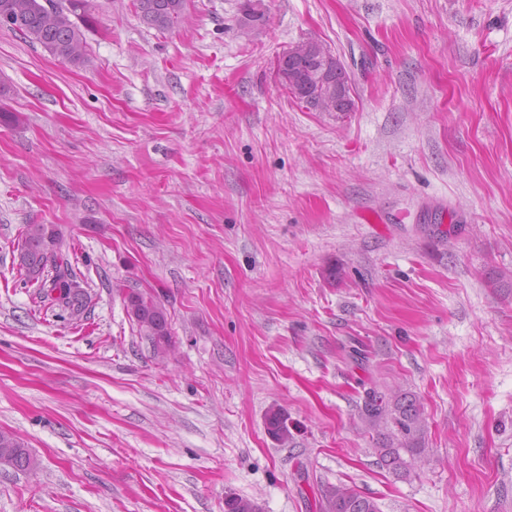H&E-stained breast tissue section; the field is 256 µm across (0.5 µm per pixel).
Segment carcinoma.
Instances as JSON below:
<instances>
[{
	"label": "carcinoma",
	"instance_id": "carcinoma-1",
	"mask_svg": "<svg viewBox=\"0 0 512 512\" xmlns=\"http://www.w3.org/2000/svg\"><path fill=\"white\" fill-rule=\"evenodd\" d=\"M187 0H133L140 19L159 31H168L181 19ZM54 9L51 26H45L46 5ZM85 0H0V14L10 13L21 19L15 27L25 37L39 43L50 55L63 63L78 65L84 61L85 40L79 26L71 19L83 8ZM242 18L251 25L265 22V13L256 9L253 0L239 6ZM276 75L295 99L302 102L311 94L322 96L319 112H337L341 116L354 111L352 85L342 63L319 41L309 39L282 53L276 61ZM19 266L27 278L38 283L40 298L72 316L86 308L88 295L84 281L78 277L64 250L61 234L53 225L28 224L19 252ZM128 316L153 343L154 349L166 350L171 332L165 308L153 296L131 292L126 296ZM364 413L372 422L383 421L388 432L379 443V456L394 470L405 467L400 450L418 455L423 437L422 409L417 398L407 394L390 398L371 389L366 392ZM287 418L272 410L267 416L271 435L288 441ZM323 512H380L374 499L345 485L329 486L322 491ZM224 512H259L257 505L244 497L224 501Z\"/></svg>",
	"mask_w": 512,
	"mask_h": 512
}]
</instances>
